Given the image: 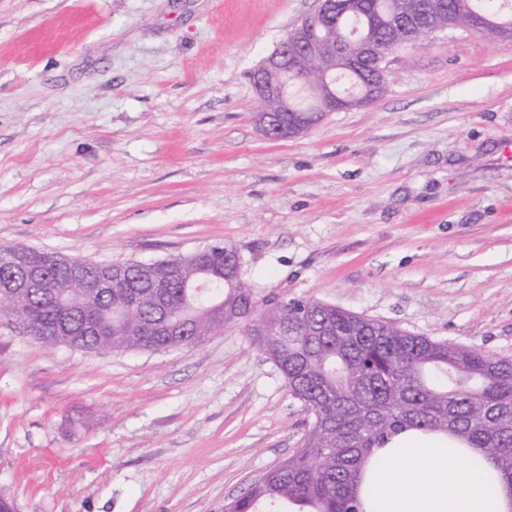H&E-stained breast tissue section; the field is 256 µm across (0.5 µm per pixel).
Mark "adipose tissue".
Instances as JSON below:
<instances>
[{"instance_id":"ef3b65f1","label":"adipose tissue","mask_w":512,"mask_h":512,"mask_svg":"<svg viewBox=\"0 0 512 512\" xmlns=\"http://www.w3.org/2000/svg\"><path fill=\"white\" fill-rule=\"evenodd\" d=\"M377 454L366 467V512H512L504 479L476 449L409 433Z\"/></svg>"}]
</instances>
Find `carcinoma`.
Wrapping results in <instances>:
<instances>
[{"mask_svg": "<svg viewBox=\"0 0 512 512\" xmlns=\"http://www.w3.org/2000/svg\"><path fill=\"white\" fill-rule=\"evenodd\" d=\"M429 24L406 33L391 24L411 15L410 0H358L360 26L380 54L421 41L429 26L470 29L476 18L484 32L512 35V0H426ZM322 42L336 58L357 53L329 29ZM377 57H365L356 73L344 77L367 88ZM22 247L0 244V272H22ZM206 254L168 259L164 267L112 264L94 277L111 288H92L73 279L67 267L48 270L56 298L41 293L15 297L0 292V314L17 311L32 325V336L46 346L60 344L53 327L62 320L94 319L100 331L79 336L88 353L148 351L166 344L156 335L163 319L190 327L188 347L202 344L228 324L253 329L259 319L271 332L255 336L260 350L281 370L291 396L313 414L302 448L224 504V512H365L360 497L365 467L395 436L416 430L444 434L459 448L480 450L500 471L512 492V358L461 343L409 334L391 323L336 308L314 299L272 296L260 302L248 283L224 285L209 297L192 288L224 276L227 264L241 265L238 252L224 245ZM167 281V304L156 308L154 281ZM250 292L254 314L242 290Z\"/></svg>", "mask_w": 512, "mask_h": 512, "instance_id": "carcinoma-1", "label": "carcinoma"}]
</instances>
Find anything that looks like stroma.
Here are the masks:
<instances>
[{
	"instance_id": "stroma-1",
	"label": "stroma",
	"mask_w": 512,
	"mask_h": 512,
	"mask_svg": "<svg viewBox=\"0 0 512 512\" xmlns=\"http://www.w3.org/2000/svg\"><path fill=\"white\" fill-rule=\"evenodd\" d=\"M318 0H0V244L97 263L236 248L315 299L512 357V41L437 31L368 105L272 141L250 73ZM313 417L240 324L86 354L0 318L16 512H224Z\"/></svg>"
}]
</instances>
